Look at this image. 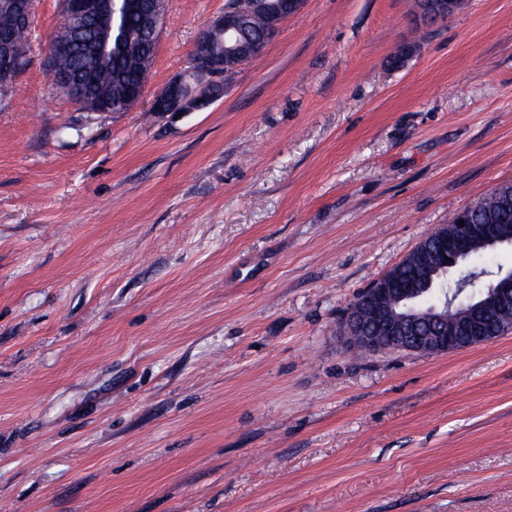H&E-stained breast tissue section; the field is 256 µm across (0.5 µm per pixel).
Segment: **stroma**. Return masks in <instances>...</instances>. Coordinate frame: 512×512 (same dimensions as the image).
Segmentation results:
<instances>
[{
    "label": "stroma",
    "mask_w": 512,
    "mask_h": 512,
    "mask_svg": "<svg viewBox=\"0 0 512 512\" xmlns=\"http://www.w3.org/2000/svg\"><path fill=\"white\" fill-rule=\"evenodd\" d=\"M226 0H168L127 112L0 110V512H512V332L351 350L348 304L512 182V0H307L169 118ZM413 49L390 68L398 47ZM416 14L422 22L445 21L458 7L456 0H417Z\"/></svg>",
    "instance_id": "stroma-1"
}]
</instances>
